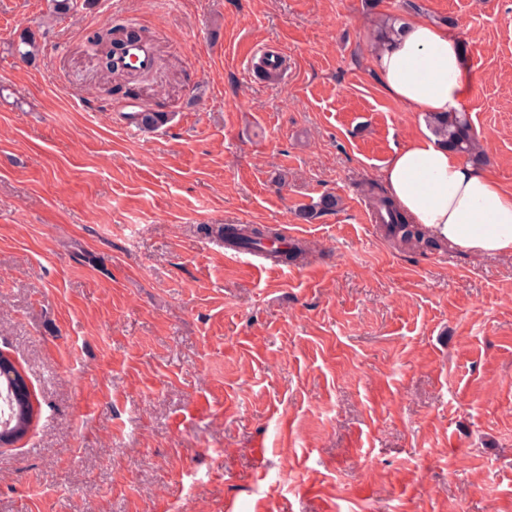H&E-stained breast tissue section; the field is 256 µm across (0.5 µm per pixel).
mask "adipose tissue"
<instances>
[{
  "instance_id": "ef3b65f1",
  "label": "adipose tissue",
  "mask_w": 512,
  "mask_h": 512,
  "mask_svg": "<svg viewBox=\"0 0 512 512\" xmlns=\"http://www.w3.org/2000/svg\"><path fill=\"white\" fill-rule=\"evenodd\" d=\"M373 68L387 95L428 114L460 110L471 80L459 39L419 18L381 45ZM381 180L429 234L475 253L512 255V189L448 151L431 130L395 148Z\"/></svg>"
}]
</instances>
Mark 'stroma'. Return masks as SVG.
Segmentation results:
<instances>
[{
  "label": "stroma",
  "mask_w": 512,
  "mask_h": 512,
  "mask_svg": "<svg viewBox=\"0 0 512 512\" xmlns=\"http://www.w3.org/2000/svg\"><path fill=\"white\" fill-rule=\"evenodd\" d=\"M415 2L452 19L483 168L512 188V0ZM415 13L0 0V352L36 409L0 445V512H512V257L399 249L365 220L423 121L380 85L378 22ZM106 24L154 32L157 73L108 91L81 50ZM254 49L282 55L277 83ZM131 95L170 122L128 134ZM218 224L304 253L248 271Z\"/></svg>",
  "instance_id": "stroma-1"
}]
</instances>
